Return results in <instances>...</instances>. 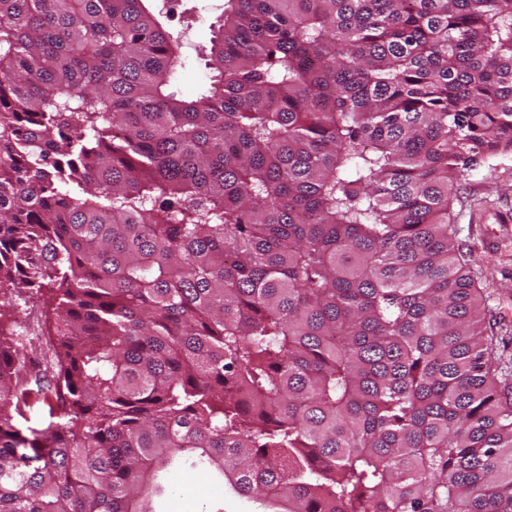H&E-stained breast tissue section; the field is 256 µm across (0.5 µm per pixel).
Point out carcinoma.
Instances as JSON below:
<instances>
[{
    "label": "carcinoma",
    "instance_id": "obj_1",
    "mask_svg": "<svg viewBox=\"0 0 512 512\" xmlns=\"http://www.w3.org/2000/svg\"><path fill=\"white\" fill-rule=\"evenodd\" d=\"M0 0V512H153L205 465L284 512H512V401L448 230L512 154V0ZM225 2V0H194L192 4L196 6L197 22L186 33H183L185 26L182 19L179 21L178 14L174 18L171 15L170 20L167 21L175 35L180 36L182 44V65L178 67L172 85V89L182 98H196L208 80L209 70L205 67V61L197 57L195 48L209 42L212 35L210 25H214L213 23L220 19ZM36 304V305H35ZM14 307L9 308V311L13 313V316H8L9 326H14L13 320L17 321V329L23 332L21 323L19 320V313L22 310L30 312L29 324L26 332H23L27 336V349L29 355L32 357V363L29 367V373L34 380L35 377L40 379L42 383L46 360L49 359V343L46 341L47 336H42L41 333L45 331L44 317L41 315V310L37 305L35 299H29L27 296L13 297ZM12 322V324H10ZM44 334V333H43Z\"/></svg>",
    "mask_w": 512,
    "mask_h": 512
}]
</instances>
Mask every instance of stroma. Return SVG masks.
<instances>
[{"instance_id":"35a3bbf8","label":"stroma","mask_w":512,"mask_h":512,"mask_svg":"<svg viewBox=\"0 0 512 512\" xmlns=\"http://www.w3.org/2000/svg\"><path fill=\"white\" fill-rule=\"evenodd\" d=\"M225 0H194L196 23L184 30L182 21L171 18L169 28L180 37L181 64L172 88L185 99L196 98L209 71L196 55L207 44L213 23L219 20ZM512 215V154L478 162L465 171L449 209L450 230L466 261V270L480 289L493 336L492 358L500 387L512 388V223H500ZM14 312L28 311L27 349L32 358L30 375H37L49 358L43 331L44 318L34 300H13ZM171 492L153 500L155 512H265L258 501L235 492L226 481L204 468H183L168 476Z\"/></svg>"}]
</instances>
